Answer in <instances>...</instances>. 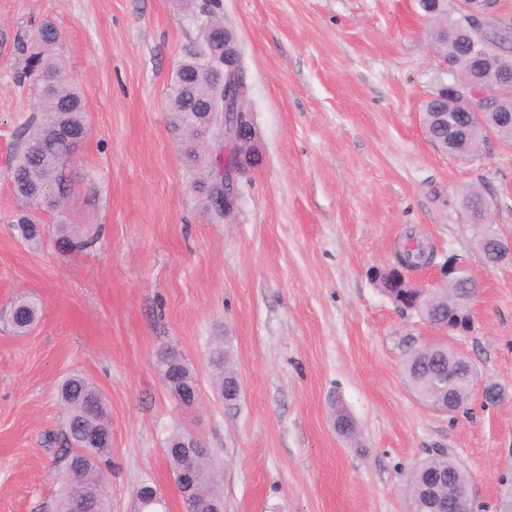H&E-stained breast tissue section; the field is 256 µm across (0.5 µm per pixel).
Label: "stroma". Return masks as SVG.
<instances>
[{
	"label": "stroma",
	"mask_w": 512,
	"mask_h": 512,
	"mask_svg": "<svg viewBox=\"0 0 512 512\" xmlns=\"http://www.w3.org/2000/svg\"><path fill=\"white\" fill-rule=\"evenodd\" d=\"M209 3L0 0V512H52L58 386L73 372L112 414L109 512H141L145 482L167 512H185L164 454L175 431L210 448L224 512H410L404 489L435 448L470 474L476 512H495L512 473V260L485 264L464 200L474 189L491 197L490 229L512 238V144L492 138L464 160L430 142L421 107L443 72L417 0H219L259 160L221 216L207 196L220 144L189 162L167 112ZM46 20L89 134L61 210H36L44 234L31 243L11 224L21 203L8 173L42 97L24 71ZM59 224L75 227V248L56 247ZM410 233L476 280L470 333L442 335L369 278ZM21 296L42 307L25 334L8 319ZM220 336L243 383L231 406L209 365ZM164 341L195 371L192 409L156 371ZM431 343L466 355L504 399L486 405L476 392L453 415L426 406L404 363ZM338 399L360 445L331 426Z\"/></svg>",
	"instance_id": "obj_1"
}]
</instances>
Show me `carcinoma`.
I'll return each instance as SVG.
<instances>
[{
    "mask_svg": "<svg viewBox=\"0 0 512 512\" xmlns=\"http://www.w3.org/2000/svg\"><path fill=\"white\" fill-rule=\"evenodd\" d=\"M423 17L435 25L436 48L458 61L461 69L475 68V62L465 55V38L460 28L462 16L446 12H430V0H418ZM59 40L57 28L45 22L37 27L33 42L37 51L28 57L27 70L39 73L44 82V96L39 115L32 118L22 132V143L15 154L9 179L17 198L31 207L55 210L64 196L66 163L78 152L88 134L86 108L81 91L59 76V65L53 56ZM224 36L218 30L202 34V49L183 60L175 71L174 91L168 112L171 127L180 136L197 144L210 137L207 104L214 95L208 62L224 58ZM483 66L493 72L512 71V52L493 50L482 59ZM444 80H439L433 98L424 105L423 123L434 144L451 155H475L494 130L498 138L512 142V124L497 123V113L488 112L479 121L471 112L467 96L452 100L444 97ZM480 193L471 194L465 201L470 220L482 218ZM15 230L26 241H36L43 234L42 225L28 211L17 217ZM381 292L401 311L424 315L434 312L443 321L461 319L462 303L469 297L471 283L466 280L450 282L424 296L411 288L385 287V276L373 278ZM40 309L36 303L21 298L15 305L12 321L15 331L25 332L37 319ZM214 387L224 393V383L234 380L233 348L230 340L216 348L212 359ZM156 368L161 378L169 381L195 379L186 362L175 364L173 349L162 346L156 355ZM407 379L422 402L430 405L463 407L469 398L473 373L470 361L446 347L419 350L411 353L405 363ZM454 375L448 384V375ZM64 406L62 436L68 444L63 474V486L55 503V512H71L73 499L79 495L88 501V512H107L105 500V471L112 461V420L102 392L84 376L67 377L59 389ZM331 421L336 433L357 436L355 422L340 401L332 406ZM471 476L448 452L439 449L423 459L410 480L411 512H431V500L452 501L456 493L470 487ZM193 496L199 512L224 510V497L211 470L206 466L198 475Z\"/></svg>",
    "mask_w": 512,
    "mask_h": 512,
    "instance_id": "1",
    "label": "carcinoma"
}]
</instances>
